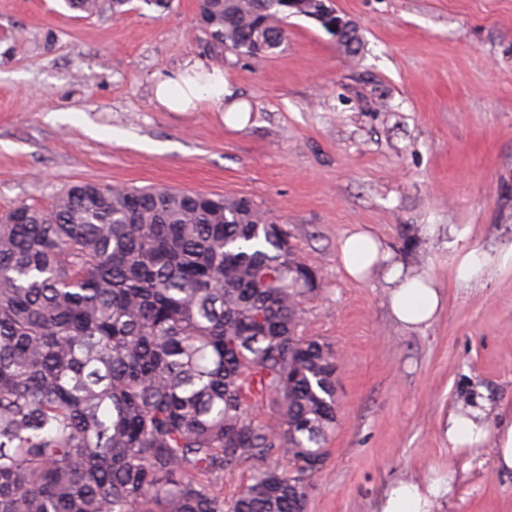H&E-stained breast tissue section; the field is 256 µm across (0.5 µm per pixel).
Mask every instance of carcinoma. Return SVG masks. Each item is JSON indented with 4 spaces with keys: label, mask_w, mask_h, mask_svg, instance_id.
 <instances>
[{
    "label": "carcinoma",
    "mask_w": 512,
    "mask_h": 512,
    "mask_svg": "<svg viewBox=\"0 0 512 512\" xmlns=\"http://www.w3.org/2000/svg\"><path fill=\"white\" fill-rule=\"evenodd\" d=\"M322 8L200 0V21L260 59ZM316 280L247 197L77 183L1 216L0 512H304L336 423V358L297 333ZM245 461L267 466L226 502Z\"/></svg>",
    "instance_id": "cac0c4a2"
}]
</instances>
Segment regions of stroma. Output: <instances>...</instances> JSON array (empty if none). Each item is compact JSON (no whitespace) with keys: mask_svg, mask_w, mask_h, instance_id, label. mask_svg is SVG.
<instances>
[{"mask_svg":"<svg viewBox=\"0 0 512 512\" xmlns=\"http://www.w3.org/2000/svg\"><path fill=\"white\" fill-rule=\"evenodd\" d=\"M198 3L0 0V215L79 182L251 198L316 271L298 333L339 365L308 512H377L396 483L451 469L439 512H512L493 441L454 452L442 432L475 396L490 429L512 418V0H334L357 56L292 16L261 61L215 45ZM187 59L223 69L246 126L157 106ZM357 225L441 289L428 328L393 319L385 273L344 276Z\"/></svg>","mask_w":512,"mask_h":512,"instance_id":"35a3bbf8","label":"stroma"}]
</instances>
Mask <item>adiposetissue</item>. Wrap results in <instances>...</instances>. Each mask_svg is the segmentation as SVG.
<instances>
[{"label":"adipose tissue","instance_id":"adipose-tissue-1","mask_svg":"<svg viewBox=\"0 0 512 512\" xmlns=\"http://www.w3.org/2000/svg\"><path fill=\"white\" fill-rule=\"evenodd\" d=\"M228 83L221 69L203 70L191 60L169 76L157 81L154 99L168 112H188L201 103L212 104L223 111ZM382 244L368 231L357 229L347 233L340 242L339 259L348 278L360 281L373 268L386 261ZM389 279L393 287L388 305L393 318L412 330L429 327L443 306V294L423 275H406L391 267ZM443 434L450 449L485 441L495 435L494 465L502 472L512 473V423L490 433L481 407L470 406L465 411L449 412ZM456 480L455 471L428 481L408 480L390 487L382 496L378 512H436L441 500L448 496Z\"/></svg>","mask_w":512,"mask_h":512}]
</instances>
